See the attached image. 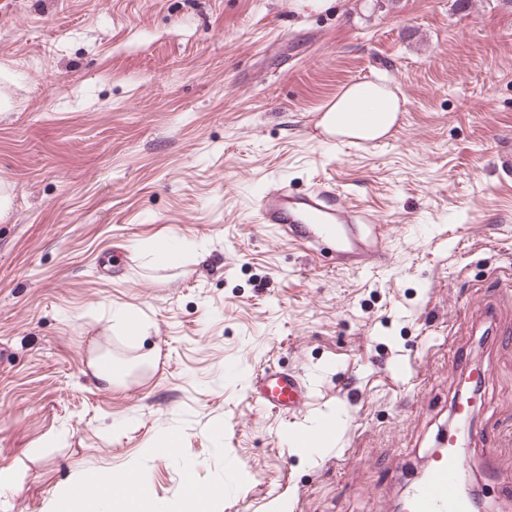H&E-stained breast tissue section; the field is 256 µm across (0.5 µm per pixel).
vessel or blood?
I'll return each instance as SVG.
<instances>
[{
    "instance_id": "vessel-or-blood-1",
    "label": "vessel or blood",
    "mask_w": 512,
    "mask_h": 512,
    "mask_svg": "<svg viewBox=\"0 0 512 512\" xmlns=\"http://www.w3.org/2000/svg\"><path fill=\"white\" fill-rule=\"evenodd\" d=\"M256 223L285 234L289 241L318 252L331 251L340 270L380 271L391 257V227L366 210L350 207L335 184L318 182L298 190L281 185L265 190L258 199ZM454 376L471 390L469 398L453 401L448 428L439 437L425 475L407 488L404 512H471L459 477L467 463L463 435L471 429L473 396L479 395L487 371L458 359ZM250 395L265 411L291 418L303 413L312 399L307 378L293 371L265 369L250 382ZM340 431L335 416L321 418L297 436L301 447L317 448Z\"/></svg>"
}]
</instances>
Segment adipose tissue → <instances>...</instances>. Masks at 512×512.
<instances>
[{
	"mask_svg": "<svg viewBox=\"0 0 512 512\" xmlns=\"http://www.w3.org/2000/svg\"><path fill=\"white\" fill-rule=\"evenodd\" d=\"M324 124H335L337 131H358L376 137L386 134L402 110L399 97L385 86L370 82H354L343 87L322 107ZM96 474L77 469L55 494L46 512H88L87 488Z\"/></svg>",
	"mask_w": 512,
	"mask_h": 512,
	"instance_id": "ef3b65f1",
	"label": "adipose tissue"
}]
</instances>
